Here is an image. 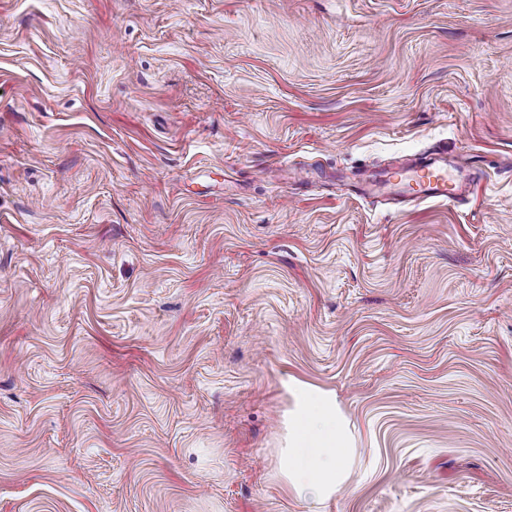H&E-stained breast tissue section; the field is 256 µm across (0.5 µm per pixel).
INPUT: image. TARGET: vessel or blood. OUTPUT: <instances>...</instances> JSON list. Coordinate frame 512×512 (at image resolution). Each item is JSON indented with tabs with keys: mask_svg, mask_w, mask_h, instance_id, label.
Here are the masks:
<instances>
[{
	"mask_svg": "<svg viewBox=\"0 0 512 512\" xmlns=\"http://www.w3.org/2000/svg\"><path fill=\"white\" fill-rule=\"evenodd\" d=\"M483 176L480 172L467 175L465 181H458L450 174L447 166L429 160L408 171H392L380 175L379 181L400 197L425 202L468 203L475 189L480 186Z\"/></svg>",
	"mask_w": 512,
	"mask_h": 512,
	"instance_id": "b4317fda",
	"label": "vessel or blood"
}]
</instances>
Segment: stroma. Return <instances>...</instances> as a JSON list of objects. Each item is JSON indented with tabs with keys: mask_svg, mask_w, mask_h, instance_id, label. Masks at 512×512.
<instances>
[{
	"mask_svg": "<svg viewBox=\"0 0 512 512\" xmlns=\"http://www.w3.org/2000/svg\"><path fill=\"white\" fill-rule=\"evenodd\" d=\"M290 376L322 512H512V0H0V512H309ZM467 189H463L455 177L448 171V165H440L437 160H428L409 171L386 172L378 181L398 196L412 198L419 203L454 202L467 204L475 189L481 185L482 173L471 172L466 177ZM288 394L292 409L280 472L288 491L312 505L309 512H321L320 504L351 481L357 438L332 394L293 376Z\"/></svg>",
	"mask_w": 512,
	"mask_h": 512,
	"instance_id": "35a3bbf8",
	"label": "stroma"
}]
</instances>
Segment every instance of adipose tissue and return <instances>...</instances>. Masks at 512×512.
I'll return each mask as SVG.
<instances>
[{"label":"adipose tissue","mask_w":512,"mask_h":512,"mask_svg":"<svg viewBox=\"0 0 512 512\" xmlns=\"http://www.w3.org/2000/svg\"><path fill=\"white\" fill-rule=\"evenodd\" d=\"M288 393L292 408L281 475L291 494L316 508L350 483L357 438L332 394L293 377Z\"/></svg>","instance_id":"obj_1"}]
</instances>
